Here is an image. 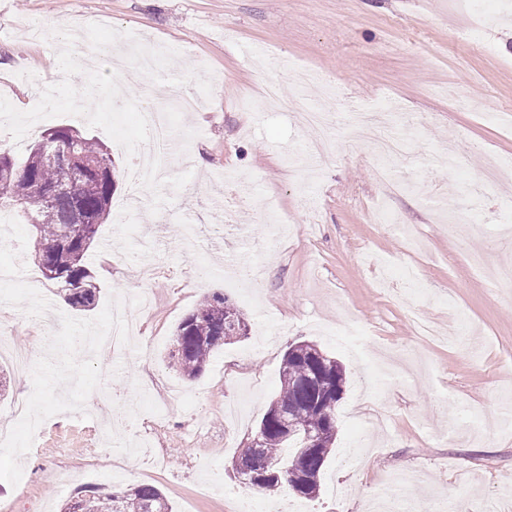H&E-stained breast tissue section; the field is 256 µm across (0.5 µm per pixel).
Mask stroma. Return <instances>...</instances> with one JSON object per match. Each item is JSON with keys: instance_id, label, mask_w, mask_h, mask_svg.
<instances>
[{"instance_id": "1", "label": "stroma", "mask_w": 512, "mask_h": 512, "mask_svg": "<svg viewBox=\"0 0 512 512\" xmlns=\"http://www.w3.org/2000/svg\"><path fill=\"white\" fill-rule=\"evenodd\" d=\"M492 23L473 42L455 33L467 22L463 0H0V95L17 109L61 79L58 39L28 38L33 20L63 27L70 14L94 15L134 32L147 45L180 52L170 72L209 68L212 95L197 110L171 113L177 146L169 182L133 189L123 149L84 119L71 126L106 140L116 169L109 219L89 250L98 287L94 309L68 307L31 253L23 278L54 307L95 317L111 293L152 298L125 358L98 355L103 384L86 417L63 413L38 428L20 463L17 486L0 481V512H58L77 494L118 493L151 484L172 512H231L254 502L234 461L253 438L280 389L292 344L309 341L345 368L337 434L310 499L284 490L275 512H371L389 504L395 475L411 473L408 507L481 512L485 501L512 512L498 489L512 479V297L491 293L469 263L486 254L512 266V174L480 185L482 171L512 158V131L496 113L512 106V18L486 0ZM288 57L311 79L281 71ZM140 105L166 106L165 84H145L129 65L104 56ZM277 83L275 105L246 110ZM315 103L335 126L334 150L309 160L289 104ZM472 108L460 107V100ZM393 105L413 129L412 150L381 181L367 140H351L339 101ZM400 226L375 221L377 206ZM468 210L470 223L449 216ZM249 256L260 287L226 272ZM205 269L249 325L216 352L205 372L185 380L165 358L181 320L203 300L187 287ZM444 330L462 328L455 345L416 336L413 314ZM52 329L42 318L0 307V339L38 359Z\"/></svg>"}]
</instances>
